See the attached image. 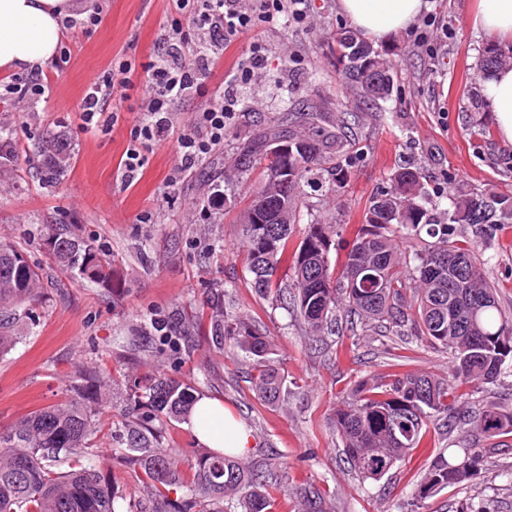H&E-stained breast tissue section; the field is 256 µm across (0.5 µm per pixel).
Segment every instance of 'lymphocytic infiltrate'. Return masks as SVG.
Segmentation results:
<instances>
[{"mask_svg": "<svg viewBox=\"0 0 512 512\" xmlns=\"http://www.w3.org/2000/svg\"><path fill=\"white\" fill-rule=\"evenodd\" d=\"M289 0H176L178 9L189 10L192 23L207 30L208 37L187 47L182 28L162 35L154 60L142 64L139 83H131L130 64L121 63L92 78L80 109L85 122H92L104 110L109 98L137 88L142 112L140 122L130 131V146L124 163L126 178H133L143 166V148L176 135L182 167L189 168L206 159L224 141L223 89L209 90L206 80L218 51L251 33L259 24L273 22L288 9ZM213 94L214 104L197 112L191 128L176 133L172 105L190 93Z\"/></svg>", "mask_w": 512, "mask_h": 512, "instance_id": "f902f5d3", "label": "lymphocytic infiltrate"}]
</instances>
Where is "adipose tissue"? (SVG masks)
Returning a JSON list of instances; mask_svg holds the SVG:
<instances>
[{"label": "adipose tissue", "mask_w": 512, "mask_h": 512, "mask_svg": "<svg viewBox=\"0 0 512 512\" xmlns=\"http://www.w3.org/2000/svg\"><path fill=\"white\" fill-rule=\"evenodd\" d=\"M341 12L366 36L380 41L406 28L422 11V0H338ZM76 0H0V71L41 70L57 55L63 22ZM474 27L512 41V0H478ZM483 94L503 144L512 145V68L495 72ZM185 426L216 453H245L250 430L219 401L200 397Z\"/></svg>", "instance_id": "ef3b65f1"}]
</instances>
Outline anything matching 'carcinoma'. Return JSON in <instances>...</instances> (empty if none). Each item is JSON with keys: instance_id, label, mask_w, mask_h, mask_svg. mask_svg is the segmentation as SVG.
Listing matches in <instances>:
<instances>
[{"instance_id": "cac0c4a2", "label": "carcinoma", "mask_w": 512, "mask_h": 512, "mask_svg": "<svg viewBox=\"0 0 512 512\" xmlns=\"http://www.w3.org/2000/svg\"><path fill=\"white\" fill-rule=\"evenodd\" d=\"M332 55L354 98L367 103L389 95L393 63L370 43L349 31L338 33ZM502 66H512V47L487 43L467 85L471 111H486L481 80ZM346 142L340 136H297L277 125L251 141L241 153V166L261 169V180L244 210L243 260L255 293L292 304L309 338L333 332L338 313L346 312L373 324L378 336H411L450 352L454 383L413 371L364 377L336 410L332 426L351 469L364 480H377L420 447L429 422L439 417L455 421L471 387L512 377V314L503 311L476 248L462 246L456 235L466 226L512 224V196L460 186L450 197L444 224L433 213L421 172L397 169L371 199L364 224L334 267L331 225L306 224L298 234L295 226L310 171L332 159L330 189L345 188ZM285 143H300L304 150L288 156V183L273 188L266 176L282 160L272 159V149ZM37 153L53 175L67 168L63 134L45 135ZM423 230L435 242L407 252L403 241L420 237ZM42 240L61 271L102 288L118 286L112 262L73 228L47 224ZM43 298L39 271L20 249L1 240L0 353L17 339L29 306ZM190 328L204 333L217 353L242 352L256 372L259 398L280 405L285 380L271 358V338L253 321L224 311V293H210ZM152 353L178 364L186 350L181 337L163 335ZM125 394L129 408L121 415V447L113 457L137 482H122L93 463L95 415L109 407L111 393L96 372L85 371L77 396L32 412L0 432V512H116V500L127 497L134 504L128 512H224V503L233 500L242 512H271L278 458L255 465L244 457L203 450L188 461L185 472L173 460V449L161 447L160 425L185 419L200 395L197 387L165 373L144 374L125 380ZM467 421L489 447L465 452L458 463L443 451L434 455L420 479L419 498L450 485L478 484L504 447L498 439L512 435V411L488 407ZM296 498L298 512H331L318 486L301 489Z\"/></svg>"}]
</instances>
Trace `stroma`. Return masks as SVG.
Masks as SVG:
<instances>
[{"label":"stroma","mask_w":512,"mask_h":512,"mask_svg":"<svg viewBox=\"0 0 512 512\" xmlns=\"http://www.w3.org/2000/svg\"><path fill=\"white\" fill-rule=\"evenodd\" d=\"M76 18L97 14V25L65 28L69 63L47 65L50 101L20 93L28 74L0 73V125L12 133L11 162L0 166V240L24 251L44 273L48 293L8 352L0 355V432L18 418L74 396L86 367L104 381L123 384L126 375L157 370L199 385L220 400L251 431L250 456H278L281 468L275 512H295L297 490L320 484L335 491V512H470L487 503L490 512H512V449L496 457L480 487L455 485L421 499L418 474L428 452L483 447L464 427L431 425L423 449L398 462L379 480L350 472L343 445L331 426L337 406L354 381L400 364L442 377L452 374L442 351L398 337L340 334L309 341L292 308L259 298L242 256L241 216L255 175L237 169L235 159L249 140L286 117L325 103L330 128L354 126L350 180L341 194L323 177L304 186V222L335 224L345 247L373 195L392 170L422 168L429 190L447 209L452 184L512 195V148L497 134L487 112L468 111L465 75L489 41L472 27L476 0H425L422 14L405 31L375 47L394 65L391 95L371 107L352 99L331 54L339 31L351 30L337 0H305L304 19L289 17L259 26L220 56L209 87L224 84L234 97L225 120L224 143L189 170H181L174 139L155 143L133 184L121 178L119 163L139 114L136 100L121 108L114 129L87 131L78 104L91 79L122 61L148 62L159 37L176 16L171 0H79ZM258 42L265 65L251 81H232ZM49 132L64 134L70 165L48 180L36 152ZM71 224L109 256L120 286L111 290L75 280L47 258L39 230ZM487 279L499 287L512 310V224L493 230L472 227ZM224 293L227 311L257 321L273 343V358L285 374L286 403L271 408L257 399L242 356L222 355L195 337V348L179 366L133 352L129 337L150 343L155 322L179 334L180 317L191 315L211 288Z\"/></svg>","instance_id":"35a3bbf8"}]
</instances>
